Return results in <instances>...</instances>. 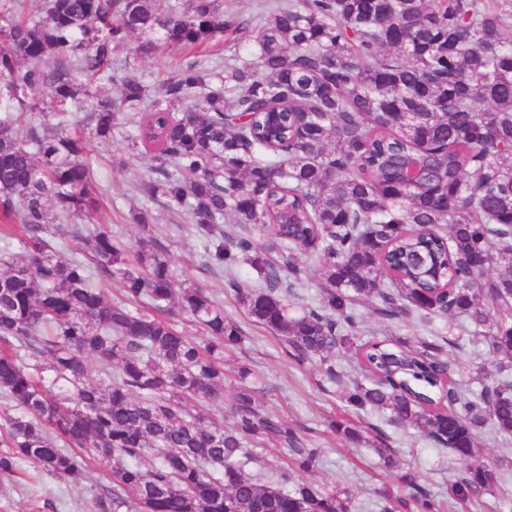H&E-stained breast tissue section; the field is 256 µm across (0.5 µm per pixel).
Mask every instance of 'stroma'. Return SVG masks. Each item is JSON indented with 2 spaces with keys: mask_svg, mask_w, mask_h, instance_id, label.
<instances>
[{
  "mask_svg": "<svg viewBox=\"0 0 512 512\" xmlns=\"http://www.w3.org/2000/svg\"><path fill=\"white\" fill-rule=\"evenodd\" d=\"M141 42L140 36L129 38L127 49L114 56L112 67L119 76L145 81L155 95L191 61L225 68L247 56L243 43L230 31L193 50L164 48L146 52L141 50ZM127 129V124H120L112 139L95 143L93 147V182L100 199L96 221L129 246L136 245L140 237L152 236L156 247L169 260L177 280L206 288L223 305L225 315L241 327L243 342L224 352V395L210 406L212 418L223 420L241 385L237 370L244 367L262 378L261 409L297 426L310 447L320 451L318 463L310 471L300 473V480L350 489L358 502L357 512H380L385 492L407 495V483L411 480L428 490L435 500L449 506L451 512H512V470L500 478L493 494L458 501L451 486L461 468L447 449L397 427L386 413L366 411L351 416L341 395L346 384L366 379L351 353L343 352L336 357L342 373L337 384L326 381L319 362L299 363L287 357L278 337L252 322L233 293L225 290L226 273L212 262L208 240L195 232L187 214L169 210L163 203L148 200L137 191L136 176L147 174L153 161L148 154L131 152L124 138ZM141 215L148 217V228L138 224ZM357 314L361 336L365 339L389 337L413 343L432 334L448 333V324L442 318L426 324L411 316L399 323H386L363 306L358 307ZM447 354L455 363L458 386L467 394L492 384L505 364L503 357L491 352L485 344L471 342L465 335L460 336L457 347L448 348ZM348 418L364 430L369 444H349L332 431V422ZM379 446L394 450L396 467L384 466L375 452ZM48 501L54 502L56 512H92L93 509L90 493L67 486L30 463H19L13 474L0 475V512H37Z\"/></svg>",
  "mask_w": 512,
  "mask_h": 512,
  "instance_id": "35a3bbf8",
  "label": "stroma"
}]
</instances>
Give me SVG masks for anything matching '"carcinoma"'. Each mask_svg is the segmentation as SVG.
Segmentation results:
<instances>
[{
  "label": "carcinoma",
  "instance_id": "obj_1",
  "mask_svg": "<svg viewBox=\"0 0 512 512\" xmlns=\"http://www.w3.org/2000/svg\"><path fill=\"white\" fill-rule=\"evenodd\" d=\"M0 0V397L8 428L0 474L21 461L77 488L90 464L108 483L94 512H355L353 495L293 479L317 463L256 388L225 422L224 349L241 329L204 289L176 280L150 241L135 253L102 225L87 157L128 112L132 150L149 154L144 196L187 212L224 266L227 288L297 360L354 352L368 374L343 394L386 412L464 469L453 492L490 494L503 463H475L485 428L512 436V378L461 395L442 336L362 341L356 307L385 322L445 317L512 359V0H290L248 38L253 60L217 72L196 62L149 99L136 78L83 121L77 82H112V54L133 33L195 45L236 32L216 0ZM41 122L27 114L42 98ZM400 157L426 176L406 183ZM260 227L267 241L257 242ZM24 249L20 261L10 253ZM299 252L323 269L319 302L294 312ZM247 268L261 287L238 279ZM495 271L492 277L489 271ZM119 279L125 300L97 281ZM99 379L89 378V361ZM250 442L291 447L273 479L247 472ZM384 512H437L429 491Z\"/></svg>",
  "mask_w": 512,
  "mask_h": 512
}]
</instances>
